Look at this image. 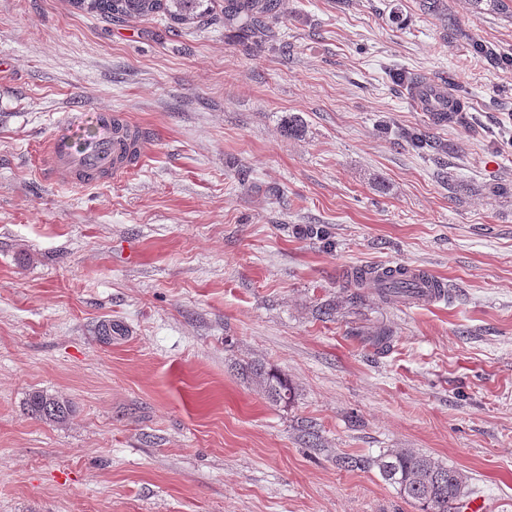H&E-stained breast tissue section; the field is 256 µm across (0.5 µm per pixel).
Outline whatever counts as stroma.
<instances>
[{"label": "stroma", "instance_id": "35a3bbf8", "mask_svg": "<svg viewBox=\"0 0 512 512\" xmlns=\"http://www.w3.org/2000/svg\"><path fill=\"white\" fill-rule=\"evenodd\" d=\"M271 28L0 0V512H416L337 463L394 448L512 512V59L471 54L512 56V12L282 0ZM399 69L465 86L470 124L433 125ZM105 110L143 129L140 164L45 179L44 143ZM395 262L444 299H352ZM254 360L292 404L243 380ZM34 390L69 420L28 415ZM401 136L408 142L412 148L418 151H430L436 154L445 153L448 145L440 140H436L433 136L420 129H404Z\"/></svg>", "mask_w": 512, "mask_h": 512}]
</instances>
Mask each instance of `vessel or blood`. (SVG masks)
Here are the masks:
<instances>
[{"mask_svg":"<svg viewBox=\"0 0 512 512\" xmlns=\"http://www.w3.org/2000/svg\"><path fill=\"white\" fill-rule=\"evenodd\" d=\"M97 124L98 136L84 151L70 149L60 138L48 143L44 166L54 181L85 186L103 178L121 177L137 164L144 149L140 128L112 111L99 113ZM407 272L418 290V303L431 304L444 298V291L430 272L412 266Z\"/></svg>","mask_w":512,"mask_h":512,"instance_id":"1","label":"vessel or blood"}]
</instances>
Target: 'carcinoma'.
<instances>
[{"mask_svg": "<svg viewBox=\"0 0 512 512\" xmlns=\"http://www.w3.org/2000/svg\"><path fill=\"white\" fill-rule=\"evenodd\" d=\"M72 7L94 13L115 23L163 16L171 28L197 25L211 16L212 0H69ZM280 0H224V24L237 28L242 39H262L270 34L267 20L275 18ZM452 106L446 116L434 122L468 123L466 96L455 89L449 94ZM401 136L412 148L436 154L448 150V145L420 129H404ZM354 286L366 282L380 288L381 295L408 298L413 294L412 282L401 271L381 270L375 266L358 269L352 274ZM94 335L104 344L112 343L115 336L126 335V330L110 321L99 322ZM242 375L273 403H287L293 396L288 379L259 362H248ZM27 411L30 415L49 423L60 424L68 420L72 405L41 390L28 393ZM380 476L397 493L414 505L417 512H456L455 506L468 498L473 489L467 477L453 466L443 465L433 458L411 448H395L372 461Z\"/></svg>", "mask_w": 512, "mask_h": 512, "instance_id": "obj_1", "label": "carcinoma"}]
</instances>
